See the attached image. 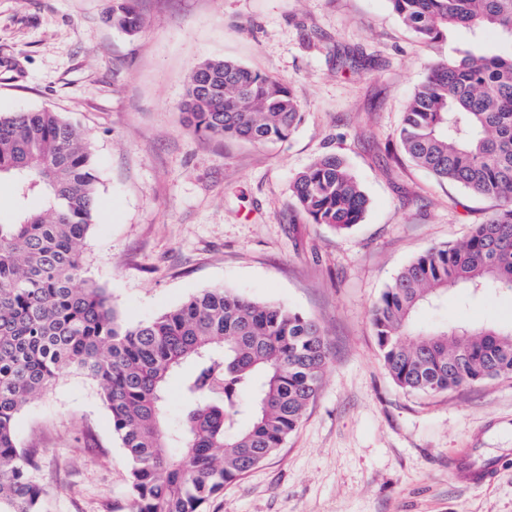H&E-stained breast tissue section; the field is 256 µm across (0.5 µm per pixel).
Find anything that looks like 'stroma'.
Returning a JSON list of instances; mask_svg holds the SVG:
<instances>
[{"label": "stroma", "mask_w": 512, "mask_h": 512, "mask_svg": "<svg viewBox=\"0 0 512 512\" xmlns=\"http://www.w3.org/2000/svg\"><path fill=\"white\" fill-rule=\"evenodd\" d=\"M112 0H0V113L50 107L91 142L100 213L86 275L131 324L214 286L318 322L329 360L316 399L279 451L205 512H512V378L425 395L383 366L372 309L417 254L457 244L499 203L441 182L394 148L429 60L512 51L453 28L416 42L390 0H136L135 35ZM241 62L289 86L303 112L284 142L205 139L182 103L193 67ZM336 154L370 199L337 232L291 203L314 159ZM424 326L512 324V294L450 289ZM47 512H131L129 463L92 380L67 372L18 416ZM493 464L457 481L456 458ZM134 2L135 0H113L110 14L112 25L129 35L136 33L142 26V18Z\"/></svg>", "instance_id": "1"}]
</instances>
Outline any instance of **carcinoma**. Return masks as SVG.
Here are the masks:
<instances>
[{
  "label": "carcinoma",
  "mask_w": 512,
  "mask_h": 512,
  "mask_svg": "<svg viewBox=\"0 0 512 512\" xmlns=\"http://www.w3.org/2000/svg\"><path fill=\"white\" fill-rule=\"evenodd\" d=\"M424 45L450 28L512 41V0H391ZM112 25L142 26L135 0H112ZM183 112L208 138L284 141L301 121L289 86L224 58L198 63ZM399 152L438 179L502 203L457 246L431 248L389 283L372 311L393 382L423 394L512 378V329L415 328L450 288L512 292V53L467 52L429 64L404 112ZM90 142L49 108L0 115V180L18 207L0 221V512H45L38 451L19 445V413L64 372L91 379L130 464L132 512H204V505L281 448L315 400L327 365L320 326L281 304L208 288L129 324L85 276V239L99 210ZM39 197L33 208L29 199ZM293 204L345 231L369 200L336 154L297 174ZM190 365L184 428L166 427L169 376Z\"/></svg>",
  "instance_id": "cac0c4a2"
}]
</instances>
